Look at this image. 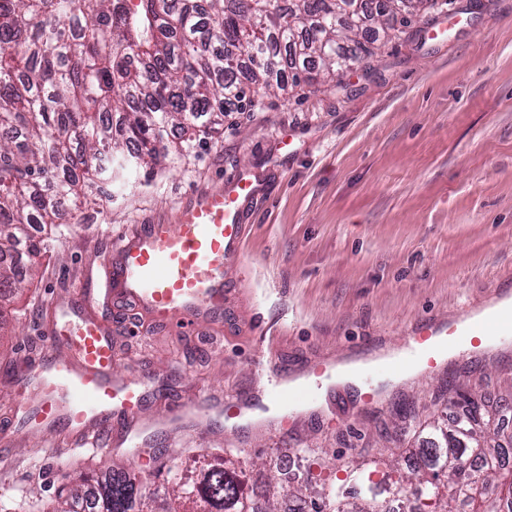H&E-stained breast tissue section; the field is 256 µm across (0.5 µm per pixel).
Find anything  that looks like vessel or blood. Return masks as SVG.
Instances as JSON below:
<instances>
[{"label":"vessel or blood","mask_w":512,"mask_h":512,"mask_svg":"<svg viewBox=\"0 0 512 512\" xmlns=\"http://www.w3.org/2000/svg\"><path fill=\"white\" fill-rule=\"evenodd\" d=\"M256 177L239 170L224 185L206 190L183 206L174 221L143 224L114 234L112 255L96 287L57 299L47 322L49 350L34 371L15 388L20 421L30 430L60 418L69 422L66 447L108 448L121 454L149 429L206 430L222 416H244L254 400L208 398L178 406L170 413L144 415L145 388L137 374L112 372V326L97 313L112 299L179 328L211 320L224 310L234 274L244 266L246 226L241 206L255 193ZM512 335V311L488 320L470 311L453 321L424 320L407 346L427 353L426 366L445 365L438 341L451 336ZM273 337L260 334L249 362L264 393L283 399L291 392L312 398L313 386L335 374L326 360L304 370L306 385L291 389L295 376L271 357Z\"/></svg>","instance_id":"vessel-or-blood-1"}]
</instances>
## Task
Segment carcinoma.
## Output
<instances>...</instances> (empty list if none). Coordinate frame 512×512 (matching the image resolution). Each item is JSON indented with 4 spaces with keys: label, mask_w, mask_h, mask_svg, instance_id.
Masks as SVG:
<instances>
[{
    "label": "carcinoma",
    "mask_w": 512,
    "mask_h": 512,
    "mask_svg": "<svg viewBox=\"0 0 512 512\" xmlns=\"http://www.w3.org/2000/svg\"><path fill=\"white\" fill-rule=\"evenodd\" d=\"M0 0V296L30 275L47 224L73 218L82 188L102 189L104 163L153 170L181 157L196 134L218 132L211 116L264 104L287 83L336 77L338 61L363 60L411 22L405 0ZM186 138L170 141L175 129ZM461 413L432 426L409 449L407 472L373 482L351 465L342 483L269 486L258 507L244 472L219 462L180 486L168 469L170 512L184 496L204 512H512V440L460 391ZM453 471L455 495L444 491ZM54 512H151L137 476L114 466L92 488L64 487Z\"/></svg>",
    "instance_id": "carcinoma-1"
}]
</instances>
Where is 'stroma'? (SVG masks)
<instances>
[{
  "instance_id": "1",
  "label": "stroma",
  "mask_w": 512,
  "mask_h": 512,
  "mask_svg": "<svg viewBox=\"0 0 512 512\" xmlns=\"http://www.w3.org/2000/svg\"><path fill=\"white\" fill-rule=\"evenodd\" d=\"M260 178L245 221V267L223 318L179 329L113 304L117 375L139 366L145 414L201 394L252 391L258 326L275 327L274 360L291 371L327 358L365 360L403 347L425 318L453 319L512 278V0H456L414 18L341 82L286 87L264 107L229 113L219 136L154 172L113 165L103 196L48 227V249L0 317V512H46L61 487L112 466L135 471L244 446L248 485L266 486L272 454L317 481L342 463L386 454L406 462L420 426L455 386L504 412L512 436V344L449 358L402 378L378 404L339 388L323 405L287 403L270 427L222 423L157 431L138 455L62 449L64 422L31 434L7 427L14 381L48 350V309L110 257L105 225L173 220L192 193L241 168Z\"/></svg>"
}]
</instances>
